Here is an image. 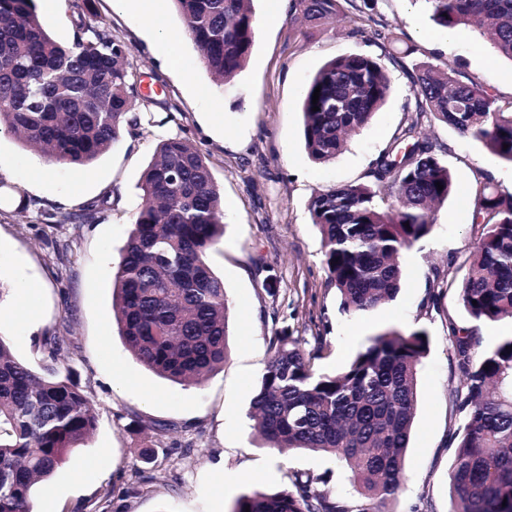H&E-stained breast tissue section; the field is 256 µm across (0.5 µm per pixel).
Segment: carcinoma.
I'll return each mask as SVG.
<instances>
[{
    "mask_svg": "<svg viewBox=\"0 0 512 512\" xmlns=\"http://www.w3.org/2000/svg\"><path fill=\"white\" fill-rule=\"evenodd\" d=\"M209 70L233 80L251 54L250 0H172ZM443 27L471 25L512 60V0H424ZM375 21L377 0H292L312 26L333 19ZM75 34L53 39L35 0H0V125L52 161L85 168L137 125L141 97L130 48L96 20L91 0H72ZM391 73L380 56L351 53L323 64L302 95L303 138L311 160L336 158L347 137L385 103ZM415 109L373 163L368 180L315 192L309 201L340 313L355 317L394 300L404 251L433 228V206L460 185L424 136L426 114L512 164V100L465 82L453 68L413 64ZM320 96L313 110L315 88ZM508 148H503V145ZM443 185L437 190L436 184ZM142 203L121 250L112 311L119 335L148 369L200 385L228 356L229 299L208 254L224 235V202L204 155L189 140L162 141L140 184ZM105 195L78 214L39 211L42 224L93 223ZM409 226H404V223ZM468 271L460 304L471 325L449 323L460 372L452 403L464 417L452 437L451 512H512V336L482 348V328L512 320V193L486 179L475 189ZM477 304H472V301ZM423 329L369 337L339 372L315 367L323 347L304 354L282 330L250 403L267 448L329 455L351 492L318 489L322 476L297 474L292 488L240 496L232 512H395L404 486L418 398V367L430 340ZM68 343L43 349L55 361ZM96 427L91 398L70 374H39L0 337V512H32L39 482L51 478Z\"/></svg>",
    "mask_w": 512,
    "mask_h": 512,
    "instance_id": "carcinoma-1",
    "label": "carcinoma"
}]
</instances>
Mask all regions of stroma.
I'll return each instance as SVG.
<instances>
[{"label": "stroma", "mask_w": 512, "mask_h": 512, "mask_svg": "<svg viewBox=\"0 0 512 512\" xmlns=\"http://www.w3.org/2000/svg\"><path fill=\"white\" fill-rule=\"evenodd\" d=\"M97 19L131 49L134 69L150 74L156 103H140L139 123L91 167L48 161L0 132V181L11 186L0 201V270L9 292L0 302V337L38 373L73 372L93 401L97 427L86 447L33 494L48 512H90L104 495L112 512H231L241 495L291 487L294 474L335 469L331 458L309 452L285 455L260 447L247 412L271 356L277 330L287 328L304 352L322 347L316 367L333 374L368 337L395 327L422 328L431 338L419 367V403L404 458L405 483L397 508L449 512L451 454L448 443L462 424L451 391L460 374L453 358L449 322L466 324L459 290L468 271L472 186L489 174L512 192V164L504 163L455 129L428 118L424 132L464 191L435 212L434 227L402 255L397 298L371 312L340 314L327 282L321 235L308 202L319 189L360 183L392 143L414 108L406 71L390 65L392 87L384 106L327 163L313 162L302 137L301 93L326 61L353 52L398 55L415 49L414 61L463 75L512 98V61L468 26L455 40L442 34L422 0H378L376 24L357 29L337 19L317 28L282 17L267 18V0H252L255 41L245 68L232 84L214 82L184 31L170 0H146L142 9L119 0H92ZM160 13L177 41L163 59L150 23ZM394 30L401 44L381 43L377 26ZM178 109L168 120L161 101ZM188 138L206 157L224 195V236L209 262L229 296V356L223 370L198 386H181L143 366L128 351L112 319V290L122 247L141 199L139 183L160 142ZM110 195L112 206L92 224H64L55 235L70 245L60 262L43 240L37 208L76 213L92 199ZM36 208L21 210L25 200ZM39 287L32 309L16 300L25 282ZM68 338L64 357L50 361L44 337ZM150 460H143V450ZM147 483H139V473ZM234 473L225 484V473Z\"/></svg>", "instance_id": "35a3bbf8"}]
</instances>
